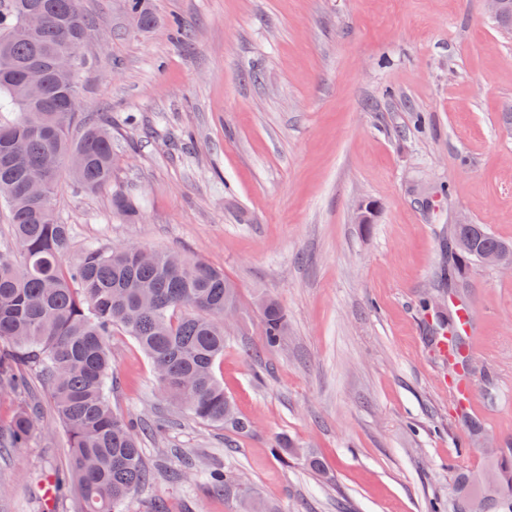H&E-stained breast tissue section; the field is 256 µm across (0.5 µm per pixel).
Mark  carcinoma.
<instances>
[{"label": "carcinoma", "mask_w": 512, "mask_h": 512, "mask_svg": "<svg viewBox=\"0 0 512 512\" xmlns=\"http://www.w3.org/2000/svg\"><path fill=\"white\" fill-rule=\"evenodd\" d=\"M141 28L155 23L145 0H127ZM90 20L81 0H0V202L10 213L20 258L0 252V386L24 389L22 368L35 369L70 438V478L80 512H117L148 483L134 425L114 411L110 339L131 337L151 362L163 396L194 419L243 430L215 374L224 355V303L239 302L235 286L210 264L153 251L142 261L132 250L89 249L66 263L70 225L54 210L62 174L91 192L112 183V135L91 126L75 137L79 80L87 60L79 50ZM79 57L67 74L61 57ZM468 240L472 247H456ZM448 249L453 288L478 261V253L511 252L512 244L481 224L454 226ZM263 335L276 345L288 327L286 311L267 299L260 305ZM448 332L459 343L458 317L438 318L435 336ZM8 448H20L34 429L26 404L11 422ZM499 474L486 485L468 471L457 484L451 512H512V456L492 462Z\"/></svg>", "instance_id": "1"}]
</instances>
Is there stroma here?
<instances>
[{
  "mask_svg": "<svg viewBox=\"0 0 512 512\" xmlns=\"http://www.w3.org/2000/svg\"><path fill=\"white\" fill-rule=\"evenodd\" d=\"M148 3L158 21L142 30L126 0H83L73 130L109 125L114 169L103 192L62 177L68 257L134 243L223 270L240 314L216 374L248 428L190 418L114 332L110 402L140 422L157 472L121 512L447 507L460 472L486 462L470 422L512 448V276L476 263L458 288L442 278L457 220L512 242V33L486 0ZM362 202L372 223L356 220ZM447 296L476 327L467 419L429 348L430 302ZM267 298L288 312L273 347ZM29 397L41 415L24 447L0 450V512H78L57 482L67 430L39 379ZM214 470L229 477L219 493Z\"/></svg>",
  "mask_w": 512,
  "mask_h": 512,
  "instance_id": "1",
  "label": "stroma"
}]
</instances>
